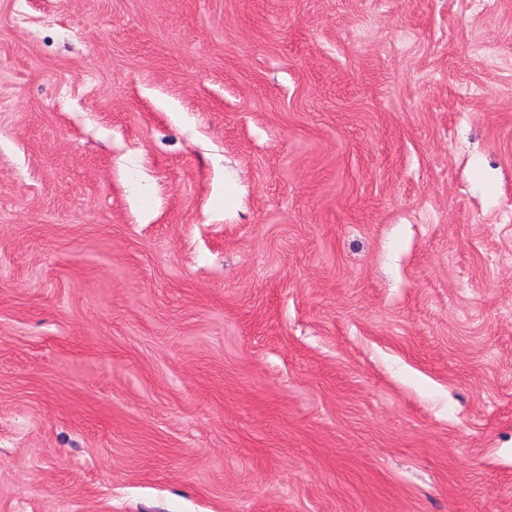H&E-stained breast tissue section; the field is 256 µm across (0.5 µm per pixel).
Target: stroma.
<instances>
[{"label":"stroma","instance_id":"1","mask_svg":"<svg viewBox=\"0 0 512 512\" xmlns=\"http://www.w3.org/2000/svg\"><path fill=\"white\" fill-rule=\"evenodd\" d=\"M512 0H0V512H512Z\"/></svg>","mask_w":512,"mask_h":512}]
</instances>
